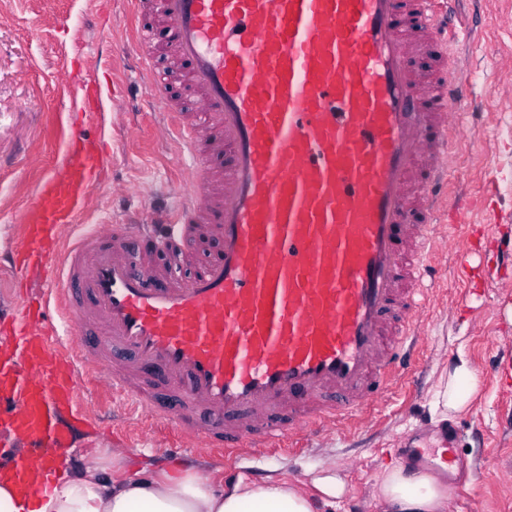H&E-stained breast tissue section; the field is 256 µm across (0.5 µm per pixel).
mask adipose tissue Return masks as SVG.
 I'll return each mask as SVG.
<instances>
[{"mask_svg":"<svg viewBox=\"0 0 512 512\" xmlns=\"http://www.w3.org/2000/svg\"><path fill=\"white\" fill-rule=\"evenodd\" d=\"M477 376L465 355H458L442 376L437 398L446 414L470 403ZM91 465L72 473L60 464L52 486L28 494L15 479L0 474V512H318L315 501L281 478L238 480L213 489L192 467L155 470L142 464L134 475L102 479ZM448 486L430 472L386 466L376 484L385 512H447Z\"/></svg>","mask_w":512,"mask_h":512,"instance_id":"obj_1","label":"adipose tissue"}]
</instances>
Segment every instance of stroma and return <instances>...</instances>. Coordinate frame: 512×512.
I'll return each instance as SVG.
<instances>
[{"label":"stroma","instance_id":"35a3bbf8","mask_svg":"<svg viewBox=\"0 0 512 512\" xmlns=\"http://www.w3.org/2000/svg\"><path fill=\"white\" fill-rule=\"evenodd\" d=\"M462 11L478 30L465 53L464 76L473 84L475 113L454 148L451 191L464 198L484 194L494 217L465 211L449 237L469 236L466 251L434 256L441 278L424 315L426 353L421 367L404 377L367 424L312 438L303 451L241 458L205 453L185 456L216 488L245 477H279L312 492V472L336 471L345 492L320 512H380L376 483L400 448L437 454L442 435L456 428L455 454L463 464L449 480L454 512H512V261L497 252L512 245V0H462ZM126 0H0V308L16 304V273L2 251L15 248L22 231L17 219L38 183L62 150L59 93L63 58L87 77L106 79L105 103L112 156L108 183L93 192L82 231L110 220H144L169 208L181 189V163L172 148L153 136L152 104L133 88L135 66L113 70L104 48L129 41ZM133 187L132 196L113 186ZM466 353L477 375L468 410L443 418L436 406L440 377L458 353ZM90 416L116 420L126 432L77 428L78 456L69 467L110 458L122 448L131 462L155 469L173 463L149 426L128 418L111 401L82 392Z\"/></svg>","mask_w":512,"mask_h":512}]
</instances>
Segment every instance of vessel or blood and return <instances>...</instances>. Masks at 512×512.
<instances>
[{
	"instance_id": "1",
	"label": "vessel or blood",
	"mask_w": 512,
	"mask_h": 512,
	"mask_svg": "<svg viewBox=\"0 0 512 512\" xmlns=\"http://www.w3.org/2000/svg\"><path fill=\"white\" fill-rule=\"evenodd\" d=\"M130 47L185 186L146 224L74 235L107 172L63 122V155L19 216L39 305L0 315V472L27 493L100 386L176 450L298 448L371 413L424 355L430 255L453 134L472 112L441 0H130ZM87 120L104 92L64 85Z\"/></svg>"
}]
</instances>
